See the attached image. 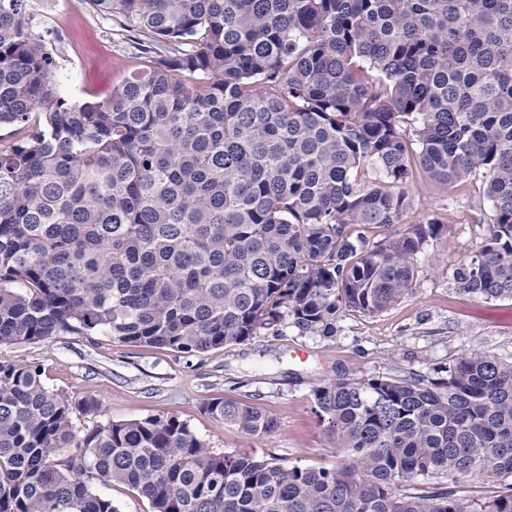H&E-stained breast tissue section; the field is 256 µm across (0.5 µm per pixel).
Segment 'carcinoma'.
<instances>
[{
  "label": "carcinoma",
  "mask_w": 512,
  "mask_h": 512,
  "mask_svg": "<svg viewBox=\"0 0 512 512\" xmlns=\"http://www.w3.org/2000/svg\"><path fill=\"white\" fill-rule=\"evenodd\" d=\"M89 2L151 66L77 104L26 0H0V127L16 135L0 147V347L333 336L343 309L400 302L448 232L402 224L418 166L446 187L482 172L487 233L453 280L512 298V0ZM311 395L330 468L218 452L168 413L81 436L74 411L101 401L1 355L0 512H120L97 481L153 512H512V359L468 348L442 377ZM205 410L250 437L277 429L258 406ZM471 480L493 489L473 499ZM94 491L107 495L118 505L120 512H152L148 501L141 499L135 491L120 484L101 485L96 484Z\"/></svg>",
  "instance_id": "carcinoma-1"
}]
</instances>
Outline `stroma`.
Listing matches in <instances>:
<instances>
[{
	"label": "stroma",
	"instance_id": "1",
	"mask_svg": "<svg viewBox=\"0 0 512 512\" xmlns=\"http://www.w3.org/2000/svg\"><path fill=\"white\" fill-rule=\"evenodd\" d=\"M28 3L37 32L55 54L63 99L108 98L147 67L148 55L88 0H68L56 24L43 21V0ZM484 188L479 174L447 189L415 170L413 208L405 223H418L433 211L451 231L426 246L418 277L398 304L371 315L343 311L334 336H301L287 327L279 336L263 331L242 344L187 355L128 347L104 333L91 339L67 333L4 353L39 365L42 382L72 401L100 399L101 415L75 414L80 432L164 412L187 422L217 451L275 456L288 465H335L337 451L313 411L311 389L318 379L408 372L433 377L465 347L512 357V299L461 294L452 277L486 234L490 205ZM214 398L260 406L276 420V433L255 439L219 424L204 410Z\"/></svg>",
	"mask_w": 512,
	"mask_h": 512
}]
</instances>
